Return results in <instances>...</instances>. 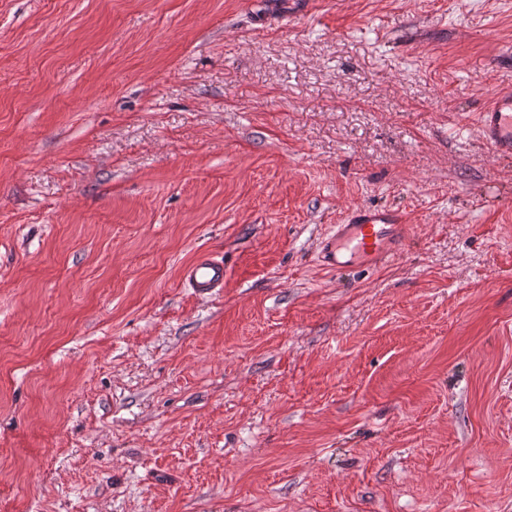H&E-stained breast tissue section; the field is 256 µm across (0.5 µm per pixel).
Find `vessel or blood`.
<instances>
[{
    "label": "vessel or blood",
    "mask_w": 512,
    "mask_h": 512,
    "mask_svg": "<svg viewBox=\"0 0 512 512\" xmlns=\"http://www.w3.org/2000/svg\"><path fill=\"white\" fill-rule=\"evenodd\" d=\"M478 130L485 145L499 157L512 155V90L497 94L478 115ZM409 240L405 214L392 208L358 207L323 239L318 259L329 270L377 267L401 255ZM184 287L201 296L217 294L224 286V263L199 255L182 271Z\"/></svg>",
    "instance_id": "b4317fda"
}]
</instances>
